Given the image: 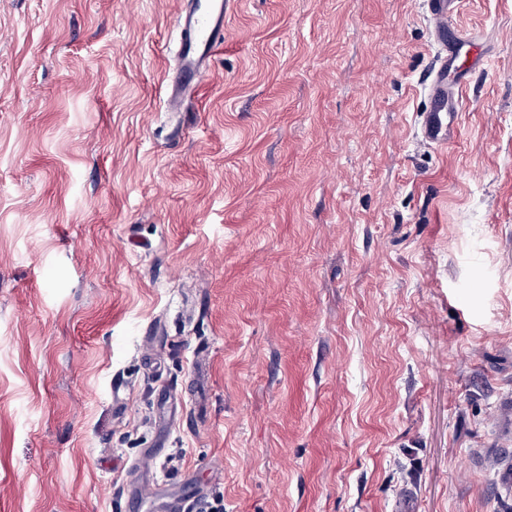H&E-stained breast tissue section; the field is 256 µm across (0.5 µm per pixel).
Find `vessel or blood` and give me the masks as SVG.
Here are the masks:
<instances>
[{
	"mask_svg": "<svg viewBox=\"0 0 512 512\" xmlns=\"http://www.w3.org/2000/svg\"><path fill=\"white\" fill-rule=\"evenodd\" d=\"M176 20L179 40L175 53L170 104H178L190 83L201 81L208 63L224 45V17L230 0H187ZM456 0H426L429 23L435 36L437 70L428 87L424 132L436 144H449L457 136L456 118L462 109L464 83L458 60L471 38L448 35Z\"/></svg>",
	"mask_w": 512,
	"mask_h": 512,
	"instance_id": "vessel-or-blood-1",
	"label": "vessel or blood"
}]
</instances>
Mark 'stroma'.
<instances>
[{
  "label": "stroma",
  "instance_id": "1",
  "mask_svg": "<svg viewBox=\"0 0 512 512\" xmlns=\"http://www.w3.org/2000/svg\"><path fill=\"white\" fill-rule=\"evenodd\" d=\"M182 3L0 0V512H512V0L449 147L423 0H232L173 111Z\"/></svg>",
  "mask_w": 512,
  "mask_h": 512
}]
</instances>
